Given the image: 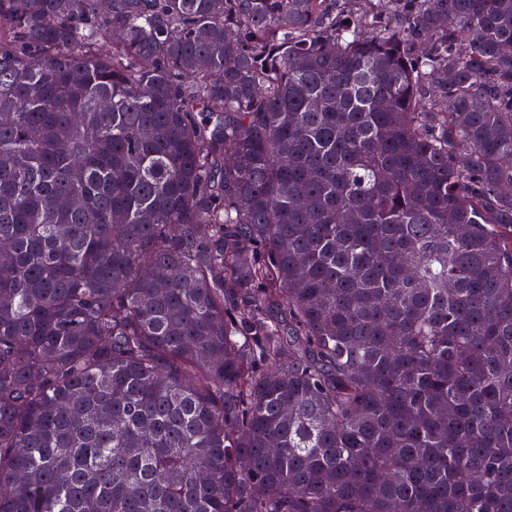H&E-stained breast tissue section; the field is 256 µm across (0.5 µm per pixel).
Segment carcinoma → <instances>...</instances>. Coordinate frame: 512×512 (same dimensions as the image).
<instances>
[{"instance_id": "cac0c4a2", "label": "carcinoma", "mask_w": 512, "mask_h": 512, "mask_svg": "<svg viewBox=\"0 0 512 512\" xmlns=\"http://www.w3.org/2000/svg\"><path fill=\"white\" fill-rule=\"evenodd\" d=\"M99 2L0 0V512H512V0Z\"/></svg>"}]
</instances>
